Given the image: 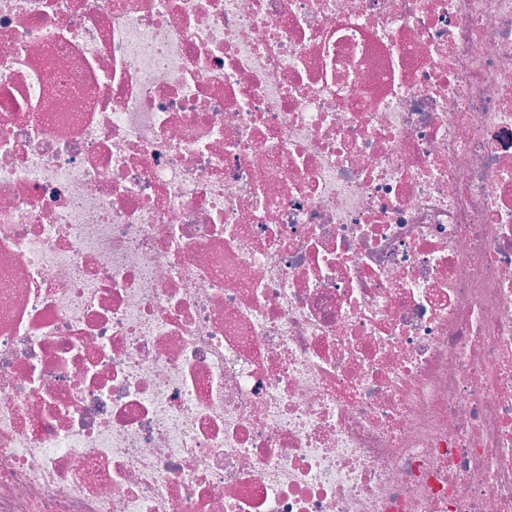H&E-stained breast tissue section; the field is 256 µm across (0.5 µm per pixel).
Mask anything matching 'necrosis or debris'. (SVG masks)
Returning a JSON list of instances; mask_svg holds the SVG:
<instances>
[{
  "label": "necrosis or debris",
  "mask_w": 512,
  "mask_h": 512,
  "mask_svg": "<svg viewBox=\"0 0 512 512\" xmlns=\"http://www.w3.org/2000/svg\"><path fill=\"white\" fill-rule=\"evenodd\" d=\"M0 512H512V0H0Z\"/></svg>",
  "instance_id": "4bbe7bcc"
}]
</instances>
